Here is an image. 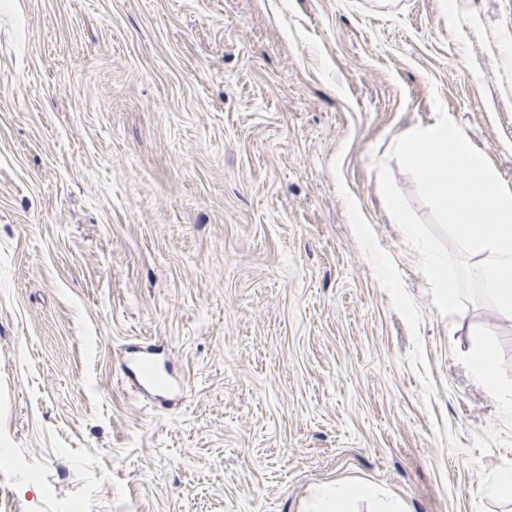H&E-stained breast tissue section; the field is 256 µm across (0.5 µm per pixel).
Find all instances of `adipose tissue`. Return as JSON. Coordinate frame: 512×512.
Returning a JSON list of instances; mask_svg holds the SVG:
<instances>
[{"mask_svg":"<svg viewBox=\"0 0 512 512\" xmlns=\"http://www.w3.org/2000/svg\"><path fill=\"white\" fill-rule=\"evenodd\" d=\"M360 501L368 504V512H404L399 502L383 496L370 483L343 488L331 484L318 486L313 491L305 512H355V505Z\"/></svg>","mask_w":512,"mask_h":512,"instance_id":"ef3b65f1","label":"adipose tissue"}]
</instances>
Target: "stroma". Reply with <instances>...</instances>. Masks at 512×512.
Wrapping results in <instances>:
<instances>
[{"instance_id": "obj_1", "label": "stroma", "mask_w": 512, "mask_h": 512, "mask_svg": "<svg viewBox=\"0 0 512 512\" xmlns=\"http://www.w3.org/2000/svg\"><path fill=\"white\" fill-rule=\"evenodd\" d=\"M438 100L512 190V0H0V512H512V320L374 165ZM151 355L152 353L147 351L140 361L138 382L143 388H152L163 392L166 384ZM366 502L368 512H405L399 502L383 496L370 483H359L348 487L324 484L313 491L304 512H357L354 504Z\"/></svg>"}]
</instances>
